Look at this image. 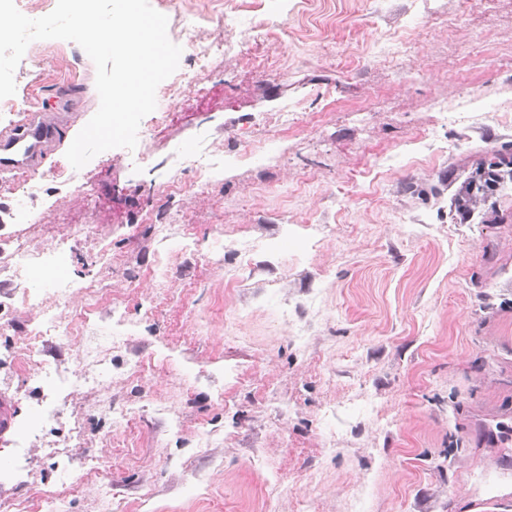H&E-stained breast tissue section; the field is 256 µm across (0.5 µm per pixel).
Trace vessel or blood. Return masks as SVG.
<instances>
[{
	"instance_id": "1",
	"label": "vessel or blood",
	"mask_w": 512,
	"mask_h": 512,
	"mask_svg": "<svg viewBox=\"0 0 512 512\" xmlns=\"http://www.w3.org/2000/svg\"><path fill=\"white\" fill-rule=\"evenodd\" d=\"M60 106L52 112H35L0 135V173L42 168L62 142L74 137V100L62 89Z\"/></svg>"
}]
</instances>
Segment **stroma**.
I'll list each match as a JSON object with an SVG mask.
<instances>
[{
    "instance_id": "35a3bbf8",
    "label": "stroma",
    "mask_w": 512,
    "mask_h": 512,
    "mask_svg": "<svg viewBox=\"0 0 512 512\" xmlns=\"http://www.w3.org/2000/svg\"><path fill=\"white\" fill-rule=\"evenodd\" d=\"M183 52L177 118L38 190L0 175V261L16 241L66 267L0 277V501L31 512H512V0H150ZM197 35L275 23L280 40L194 67ZM412 44L390 64L382 40ZM276 50L262 70L252 53ZM16 97L54 108L96 68L29 44ZM296 124L283 129L279 112ZM223 164L206 186L198 164ZM174 215L165 235L141 216ZM97 282L94 297L82 287ZM67 297L68 337L28 344L26 306ZM119 303L122 322L112 320ZM66 377L54 393L22 359ZM93 376L83 380L81 367ZM109 485L99 483L101 470Z\"/></svg>"
}]
</instances>
